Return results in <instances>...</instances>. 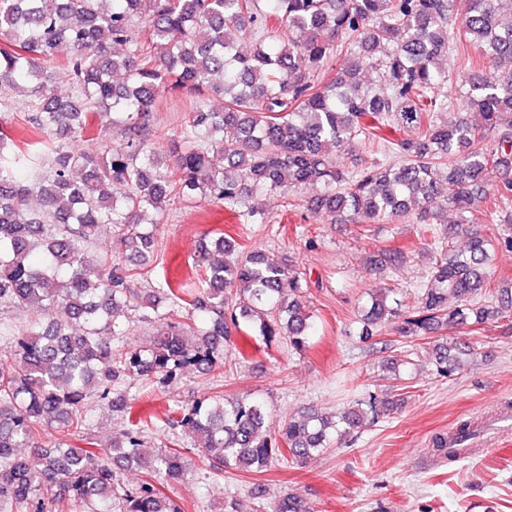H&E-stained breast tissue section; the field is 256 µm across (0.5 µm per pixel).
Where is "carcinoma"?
<instances>
[{"mask_svg":"<svg viewBox=\"0 0 512 512\" xmlns=\"http://www.w3.org/2000/svg\"><path fill=\"white\" fill-rule=\"evenodd\" d=\"M450 53L469 69L454 103L440 67ZM340 56L347 65L334 81H319ZM368 68L377 82L362 79ZM62 81L71 94L57 93ZM175 92L189 108L169 166L151 141L160 99ZM14 112L33 138L10 133ZM107 126L121 132L113 146L101 137ZM356 144L383 159L346 166L336 149ZM277 190L313 191L312 212L327 224L407 218L432 234L428 287L406 311L375 289L361 308L363 339L386 327L406 338L512 330V280H493L497 254L512 252V0H0V305L37 315L0 326L10 337L0 353L1 508L184 512L150 481L119 482L117 470L134 469L170 485L187 468L177 448H146L154 423L133 412L126 381L164 386L187 368L214 371L246 330L299 353L313 313L304 273L222 234L197 240L193 287L153 275L156 227L170 205L196 199L266 224L249 199ZM104 226L122 253L94 265L86 249ZM405 262L399 249L366 258L375 274ZM148 276L154 287H132ZM160 297L186 320L160 314ZM126 309L152 335L123 351L110 337ZM194 321L202 330L191 342ZM479 347L434 346V374H454ZM92 394L124 413L108 448L83 432ZM391 408L371 393L336 420L311 409L274 423L259 400L203 398L162 424L192 435L221 477L303 464ZM273 512L311 510L288 492Z\"/></svg>","mask_w":512,"mask_h":512,"instance_id":"carcinoma-1","label":"carcinoma"}]
</instances>
